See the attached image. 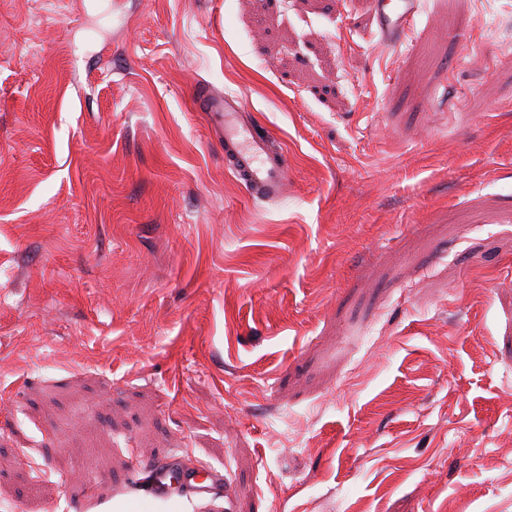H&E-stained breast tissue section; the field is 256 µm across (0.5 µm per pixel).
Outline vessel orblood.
<instances>
[{"label": "vessel or blood", "mask_w": 512, "mask_h": 512, "mask_svg": "<svg viewBox=\"0 0 512 512\" xmlns=\"http://www.w3.org/2000/svg\"><path fill=\"white\" fill-rule=\"evenodd\" d=\"M374 16L383 44H401L412 29L419 0H372ZM198 107L214 113L224 135V162L244 185L249 195L266 200L281 198L287 187V166L281 153L273 150L268 138L259 134L243 117L239 95L218 96L201 90L196 95ZM179 472L175 458L147 465L144 469L151 495L167 499L175 494L200 496L224 482L221 472L207 468L181 472V481H173Z\"/></svg>", "instance_id": "b4317fda"}]
</instances>
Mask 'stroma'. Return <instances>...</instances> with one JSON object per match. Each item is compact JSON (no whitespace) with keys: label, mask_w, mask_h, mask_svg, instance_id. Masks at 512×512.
<instances>
[{"label":"stroma","mask_w":512,"mask_h":512,"mask_svg":"<svg viewBox=\"0 0 512 512\" xmlns=\"http://www.w3.org/2000/svg\"><path fill=\"white\" fill-rule=\"evenodd\" d=\"M478 2L396 48L370 0H0V512H512V0ZM168 453L223 489L152 497ZM196 103L204 112L214 113L224 135V162L249 195L266 200L281 198L287 187V166L269 139L244 119L242 98L199 90Z\"/></svg>","instance_id":"obj_1"}]
</instances>
